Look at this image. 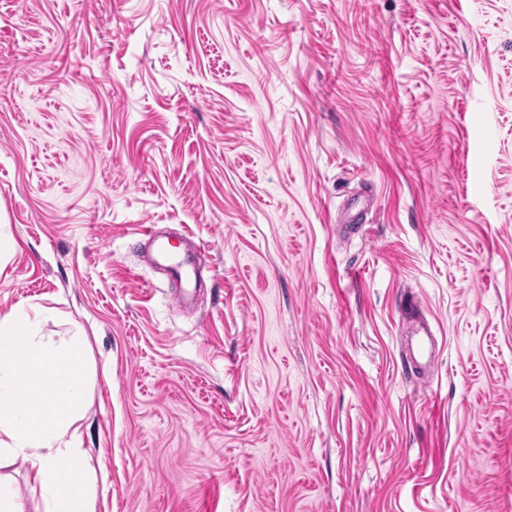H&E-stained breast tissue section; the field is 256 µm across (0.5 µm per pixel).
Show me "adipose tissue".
Masks as SVG:
<instances>
[{
	"mask_svg": "<svg viewBox=\"0 0 512 512\" xmlns=\"http://www.w3.org/2000/svg\"><path fill=\"white\" fill-rule=\"evenodd\" d=\"M45 311L0 314V461L29 462L43 512H96L77 424L88 402L85 336L42 333Z\"/></svg>",
	"mask_w": 512,
	"mask_h": 512,
	"instance_id": "1",
	"label": "adipose tissue"
}]
</instances>
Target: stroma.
Instances as JSON below:
<instances>
[{"label": "stroma", "mask_w": 512, "mask_h": 512, "mask_svg": "<svg viewBox=\"0 0 512 512\" xmlns=\"http://www.w3.org/2000/svg\"><path fill=\"white\" fill-rule=\"evenodd\" d=\"M0 235L97 512H512V0H0ZM152 225L145 228V236L148 237L149 243L155 248L156 253L164 262L163 267L172 273L175 279V288H184L183 280H188L190 271H194L192 262L185 256L172 253L169 245L154 235L151 230ZM421 307L420 302L416 299H412L411 308H413L412 314L415 315L412 322V332L414 336L417 337L415 347L412 349V354H410V359L416 362L418 359H422L425 357L429 358V363H431L432 350L430 349V341L431 336L433 335L432 329L430 327L429 322L419 317V315L414 312L417 311Z\"/></svg>", "instance_id": "stroma-1"}]
</instances>
